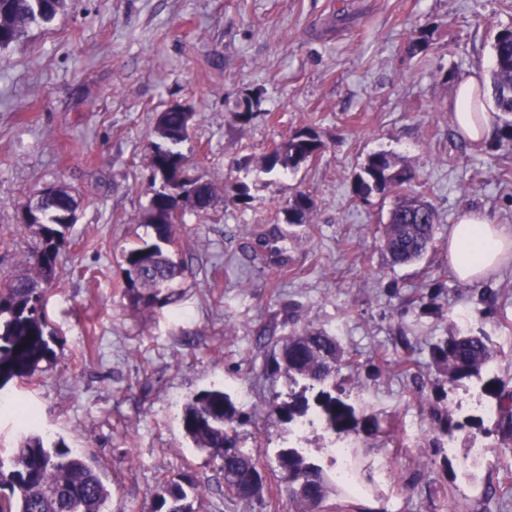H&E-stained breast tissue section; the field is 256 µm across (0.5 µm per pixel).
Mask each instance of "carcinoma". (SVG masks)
<instances>
[{
    "label": "carcinoma",
    "mask_w": 512,
    "mask_h": 512,
    "mask_svg": "<svg viewBox=\"0 0 512 512\" xmlns=\"http://www.w3.org/2000/svg\"><path fill=\"white\" fill-rule=\"evenodd\" d=\"M66 4L67 0H0V49L22 39L31 25L50 22ZM490 84L497 110L506 115L498 145L512 146V26L496 35ZM189 126L187 114L175 107L158 115L155 134L159 142L152 145L148 157L152 171L149 227L154 236L122 250L127 272H135L124 285L147 307L165 306L167 299L160 294L183 275L184 265L169 257L173 224L182 221L188 210L207 212L217 203L216 186L209 180L193 189L187 204L168 188L169 170L185 160L177 146L187 138ZM320 147L314 131L299 130L267 152L260 167L266 173L286 174L318 157ZM418 178L415 169L400 166L392 154L379 151L367 156L353 179V195L363 201L375 194L396 192L383 227L384 248L394 266L420 261L435 243L434 207L405 191ZM78 206V198L64 189L49 196L40 194L27 204L40 220L31 252L32 268L24 275L0 279V388L15 379L32 378L54 358L56 336L47 330L43 302L48 288L59 278L60 249ZM311 212L304 192L288 200L289 223L307 224ZM430 358L444 369L451 385L478 384L481 395L496 405L495 432L512 437V390L495 372L499 351L490 336L461 330L433 343ZM344 363V351L336 337L306 328L292 333L271 359V370L288 379V399L268 402L263 412L272 422L290 426L315 418L333 442L387 431L377 416L358 414L343 374ZM309 391L314 393L311 399L306 396ZM433 419L432 445L437 449L446 448L445 440L464 428L446 409L433 410ZM249 422L250 416L221 388L200 391L180 412L186 435L197 448L222 461L224 487L239 499L254 498L251 482L259 462L245 449L226 458L224 449L239 447L240 428ZM277 462L288 476L285 493L291 512H315L331 486L345 488L294 444L279 449ZM161 487L163 493L155 500L154 512H195L194 502L202 490L194 480L172 478ZM111 500L112 487L95 460L62 441L49 442L40 434H31L14 449L9 461L0 459V512H110Z\"/></svg>",
    "instance_id": "1"
}]
</instances>
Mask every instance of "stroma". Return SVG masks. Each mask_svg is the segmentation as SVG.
Returning a JSON list of instances; mask_svg holds the SVG:
<instances>
[{
  "instance_id": "obj_1",
  "label": "stroma",
  "mask_w": 512,
  "mask_h": 512,
  "mask_svg": "<svg viewBox=\"0 0 512 512\" xmlns=\"http://www.w3.org/2000/svg\"><path fill=\"white\" fill-rule=\"evenodd\" d=\"M433 33L411 53V34ZM512 0H70L53 22L32 26L0 51V277L25 270L36 239L25 202L48 185L80 198L61 250L60 282L46 317L55 359L28 382L0 390L37 410L39 434L94 457L112 485V512H150L163 480L190 474L196 512H288L287 503L243 500L224 488L220 463L194 448L182 405L220 387L251 413L241 445L283 485L277 452L288 438L263 406L288 392L267 368L283 338L314 328L352 355L343 373L356 407L387 421L352 448L362 487L333 493L325 512H512L485 488L512 468V439L488 438L474 480L461 465L468 438L448 458L429 446L431 406L454 420L479 416L465 388L441 393L431 344L468 326L486 332L512 382V264L479 282L448 267V233L461 209L512 231V150L460 137L448 102L456 80L489 72ZM253 117L235 114L244 97ZM193 114L180 146L192 174L216 183L225 203L175 225L174 260L186 274L165 306L135 304L121 251L149 237L150 144L160 112ZM312 127L319 158L285 175L262 156ZM389 152L416 169L413 194L438 216L434 249L390 266L381 246L392 194L354 199L366 157ZM247 183L248 205L236 201ZM309 223H285L296 192ZM417 365L407 376L400 357Z\"/></svg>"
}]
</instances>
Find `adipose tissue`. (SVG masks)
<instances>
[{"label": "adipose tissue", "instance_id": "1", "mask_svg": "<svg viewBox=\"0 0 512 512\" xmlns=\"http://www.w3.org/2000/svg\"><path fill=\"white\" fill-rule=\"evenodd\" d=\"M480 85L477 75L462 76L451 103L460 133L477 150L491 138L496 122L495 114L488 110L475 114L466 110L468 100ZM511 259L512 233L482 212L463 209L448 238V265L453 273L467 282L480 281Z\"/></svg>", "mask_w": 512, "mask_h": 512}]
</instances>
